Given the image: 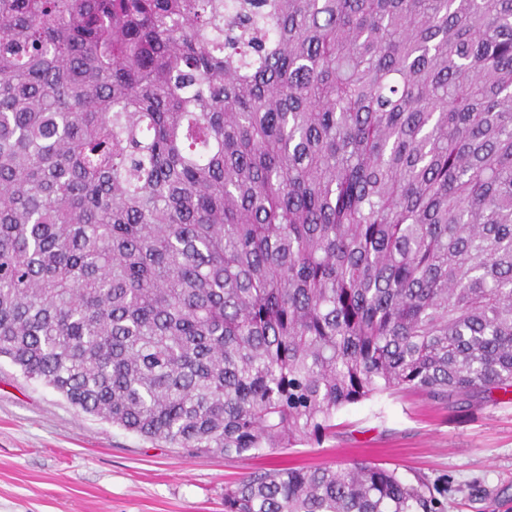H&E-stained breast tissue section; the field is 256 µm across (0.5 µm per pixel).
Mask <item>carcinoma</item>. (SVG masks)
Listing matches in <instances>:
<instances>
[{
	"label": "carcinoma",
	"instance_id": "cac0c4a2",
	"mask_svg": "<svg viewBox=\"0 0 512 512\" xmlns=\"http://www.w3.org/2000/svg\"><path fill=\"white\" fill-rule=\"evenodd\" d=\"M0 357L187 453L512 392V0H0ZM224 512H444L369 462Z\"/></svg>",
	"mask_w": 512,
	"mask_h": 512
}]
</instances>
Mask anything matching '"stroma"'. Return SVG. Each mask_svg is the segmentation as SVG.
Segmentation results:
<instances>
[{
  "label": "stroma",
  "mask_w": 512,
  "mask_h": 512,
  "mask_svg": "<svg viewBox=\"0 0 512 512\" xmlns=\"http://www.w3.org/2000/svg\"><path fill=\"white\" fill-rule=\"evenodd\" d=\"M319 445L189 455L85 414L0 359V512H224V488L280 462L366 460L445 489L446 512H512V400L448 409L382 395Z\"/></svg>",
  "instance_id": "35a3bbf8"
}]
</instances>
